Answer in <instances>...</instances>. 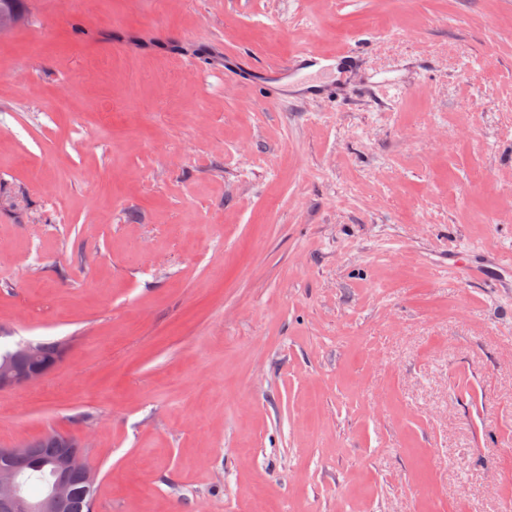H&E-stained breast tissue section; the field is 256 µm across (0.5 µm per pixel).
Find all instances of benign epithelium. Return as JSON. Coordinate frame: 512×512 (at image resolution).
<instances>
[{"mask_svg": "<svg viewBox=\"0 0 512 512\" xmlns=\"http://www.w3.org/2000/svg\"><path fill=\"white\" fill-rule=\"evenodd\" d=\"M34 352L33 343H17V353L0 363V391L31 385L43 380L55 369L52 363H45L39 367L31 366L29 359ZM59 442V454L51 460L54 480L39 501L30 499L22 492L18 472L6 465L7 461L21 454L27 444L0 448V459L5 461V465L0 467V509L3 512H51L54 500L68 489L67 472L74 462L81 466L88 477L96 476L98 468L90 455L84 451L87 447L84 438L63 435Z\"/></svg>", "mask_w": 512, "mask_h": 512, "instance_id": "benign-epithelium-1", "label": "benign epithelium"}]
</instances>
